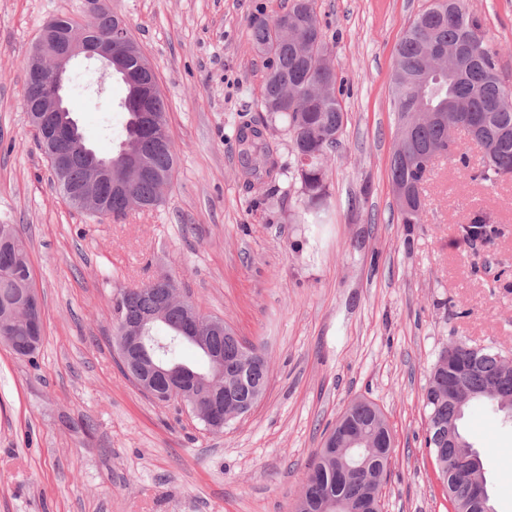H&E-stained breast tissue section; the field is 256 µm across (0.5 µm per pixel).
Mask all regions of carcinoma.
<instances>
[{
  "label": "carcinoma",
  "instance_id": "obj_1",
  "mask_svg": "<svg viewBox=\"0 0 512 512\" xmlns=\"http://www.w3.org/2000/svg\"><path fill=\"white\" fill-rule=\"evenodd\" d=\"M288 18V30L278 20ZM115 22L110 11L97 15L89 32L95 42L108 32ZM56 44L63 48L70 36V28L78 22L69 17L51 21ZM253 48L265 60V77L259 105L267 112V122L280 123L289 139L288 158L280 161L260 127L244 123L236 132L242 146L240 155L244 173L257 182L274 183L278 180L298 186L304 199L302 222L325 223L324 200L328 196L326 159L338 141L332 139L343 132L345 113L339 100L337 79H328L332 71L331 50L315 11L314 0H292L287 11L271 20L257 19L251 24ZM443 48L457 53L459 73L434 77L427 89V97L437 104L441 98L453 95L456 105L450 110L448 122H423L412 131V140L418 151L448 147V126H466L481 122L487 129V147L482 166L475 177L494 185L512 176V91L501 82L497 68V52L480 31L478 20L466 12L463 0H431L405 30L395 52L392 74V95L395 114L410 111L416 95L420 69L427 63L431 50ZM128 100L125 134L118 151L112 155L113 175L131 178L127 165L136 159L142 174L133 180L132 196L104 184L102 198L112 203V212L93 209L91 213L104 219L117 220L126 215V209L137 203L146 209L161 201L163 185L171 183L176 172L175 145H162L160 139L169 136L167 104L159 87L147 94L136 85V80H123ZM67 164L62 175L55 178L59 192L76 208L82 205L71 200L68 189L85 179L92 156L79 147L65 144ZM432 172L423 159L406 161L393 158L390 176L393 180L410 182L418 190ZM16 232L12 224H0V313L13 317L0 324V337L7 336L11 350L20 357L32 359L38 353L34 348L22 351L30 336V314L24 295L32 288L29 258L26 251L15 245ZM178 281L169 274L150 280L138 288H119L112 296V321L121 331V321L152 320L151 344L157 354L170 365L192 372L193 365L180 360L184 343L177 339L185 325V313L168 300ZM209 344L224 355V382L234 387L238 401L251 406L255 394H263L268 382V366L261 363L245 365L238 355L240 339L228 325L209 335ZM502 366L499 351L488 347L480 356L470 386L483 387L485 381L498 374ZM490 411L502 417V423H512V407L503 406L495 398L482 397ZM428 415L444 422L455 419L459 424L465 413L457 412L446 397L424 398ZM426 446L432 456L443 461L458 454L460 449L448 442V432L433 430L426 437ZM312 466L321 475L323 491L341 496L348 501L360 500L367 487H373L376 506H381V486L367 479L347 484L336 483V450L330 448L314 453Z\"/></svg>",
  "mask_w": 512,
  "mask_h": 512
}]
</instances>
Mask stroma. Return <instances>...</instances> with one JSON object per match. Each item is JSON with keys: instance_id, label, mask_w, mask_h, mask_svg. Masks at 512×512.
I'll return each mask as SVG.
<instances>
[{"instance_id": "stroma-1", "label": "stroma", "mask_w": 512, "mask_h": 512, "mask_svg": "<svg viewBox=\"0 0 512 512\" xmlns=\"http://www.w3.org/2000/svg\"><path fill=\"white\" fill-rule=\"evenodd\" d=\"M290 0H112L153 67L177 150L162 203L98 221L56 191L22 106L42 28L92 15L87 0H0V224L25 248L44 305L35 361L0 342V512H293L324 433L355 399L394 437L383 512H448L426 446L423 394L440 351L465 340L512 356V178L485 186L439 159L421 223H402L390 178V89L404 30L430 0H315L347 121L326 168L325 224L299 221L297 191L250 185L236 128L263 123L264 60L250 25ZM512 89V0H464ZM80 61L68 106L108 156L126 89L98 91ZM480 213L501 230H460ZM174 275L184 297L269 353L267 389L224 430L158 404L113 359L111 298ZM462 427L485 456L497 512H512V429L474 405Z\"/></svg>"}]
</instances>
